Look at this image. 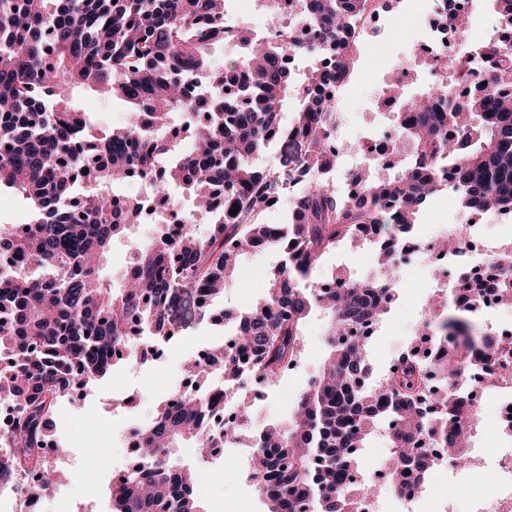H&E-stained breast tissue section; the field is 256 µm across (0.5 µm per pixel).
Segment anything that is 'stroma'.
I'll return each mask as SVG.
<instances>
[{"label":"stroma","instance_id":"stroma-1","mask_svg":"<svg viewBox=\"0 0 512 512\" xmlns=\"http://www.w3.org/2000/svg\"><path fill=\"white\" fill-rule=\"evenodd\" d=\"M427 8L426 0H403L400 20L387 24L382 39L359 43L352 75L338 101L341 116L337 135L341 140L356 145L371 135L373 126L366 122L365 114L377 109L383 78L392 71L388 60L400 57L407 45L426 36ZM498 25L499 17L492 0H475L471 22L461 35L459 53L474 52L484 43L486 32ZM465 219L457 197L443 190L419 212L415 234L426 240L438 234L440 225ZM373 253V248L360 250L350 242H343L336 251L323 258L316 279L321 283L329 280L339 266L358 276H375ZM280 261V254L274 251L247 254L240 275L231 288L225 289L223 300L205 310L191 302L181 303L173 310L172 317L179 334L169 344L163 359L136 376L129 375L124 366H116L102 380L57 406L53 417L54 434L58 444L67 448L61 467L71 474L70 481L63 486L64 512H91L94 503L106 496V476L113 468L129 461L123 445L128 429L151 422L157 405L182 384L185 359L222 339L224 323L221 314H235L248 305L257 291L258 281ZM432 271L430 255L426 252L400 266L397 300L369 340L367 361L373 377L385 374L398 351L417 336L422 309L433 295L430 288ZM326 330L324 313L316 312L308 318L303 329L300 358L291 370L267 386L265 397L257 401L252 410L254 426L284 421L291 416L297 398L308 388L327 356ZM129 396L137 399L133 415L114 414L113 402ZM175 456L178 462L202 470L207 484V495L203 499L205 512H266L264 503L247 478V466L241 452L226 448L220 456L203 461L193 449L183 445L176 449ZM470 477V471L465 468L453 477L444 470L432 471L428 494L421 499L418 512H439L442 501L456 487L470 488L486 497L493 496L491 486L471 483Z\"/></svg>","mask_w":512,"mask_h":512}]
</instances>
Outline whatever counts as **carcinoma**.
Segmentation results:
<instances>
[{
	"label": "carcinoma",
	"instance_id": "1",
	"mask_svg": "<svg viewBox=\"0 0 512 512\" xmlns=\"http://www.w3.org/2000/svg\"><path fill=\"white\" fill-rule=\"evenodd\" d=\"M295 2L318 43L334 49L329 65L311 69L300 85L287 64L302 50L291 32L277 42L241 36L243 59L213 64L212 48L224 41V0H0V188L33 209L27 229L0 230V257L12 261L0 268V404L15 411L0 437V480L14 490L26 488L32 471L41 474L43 493L58 481L44 455L46 430L76 384L105 376L120 351L136 356L142 337L151 348L168 342L167 310L181 283L204 289L199 307L206 309L238 276L241 256L261 250L283 261L258 290L259 301L237 317V354L217 346L194 360L195 392L177 408L163 402L147 427L133 431L140 448L113 492L116 512H204L195 493L203 474L176 464L173 449L188 441L204 460L241 440L238 428L209 420L212 377H223L219 388L227 393L245 373L277 379L297 361L315 309L331 317L321 370L287 423L247 439L248 479L267 512H364L374 486L352 485L349 477L359 470L358 449L377 431L388 442L387 463L402 472L432 470L434 460L413 452L429 434L453 449L452 463L466 465L477 414L461 392L427 401L428 362L417 345L399 368L371 379L368 337L358 327L390 311L401 240L411 236L421 206L448 187L447 166L465 211L512 208V97L500 96L512 52L490 41L457 61L456 83L473 85L475 98L446 112L429 95L406 104L415 117L398 118L408 146L393 160L398 173L341 194L323 172L336 168L334 90L349 81L357 45L351 24L366 0ZM492 2L500 28L512 32V0ZM203 74L212 93L201 100L187 80ZM75 86L147 112L151 122L145 130L134 123L95 128L66 94ZM291 99L293 117L283 124ZM92 129L98 145L79 149V135ZM272 145L281 164H258ZM134 170L153 180L155 196L183 217L185 229L177 240L158 233L138 245L116 290L100 278L98 260L140 222L138 199H112V185ZM296 174L304 181L288 202L287 222L265 223L268 201ZM175 188L209 219L207 235L183 215ZM216 197L224 208L213 207ZM366 225L385 237L376 247L379 275L299 286L341 242L362 241ZM506 264L496 288L511 304L512 255ZM454 309L458 316H449L448 300H434L421 315L431 331L424 340L437 347L454 339L441 369L466 368L481 346V362L492 367L485 387L512 386V352L481 330L479 301Z\"/></svg>",
	"mask_w": 512,
	"mask_h": 512
}]
</instances>
